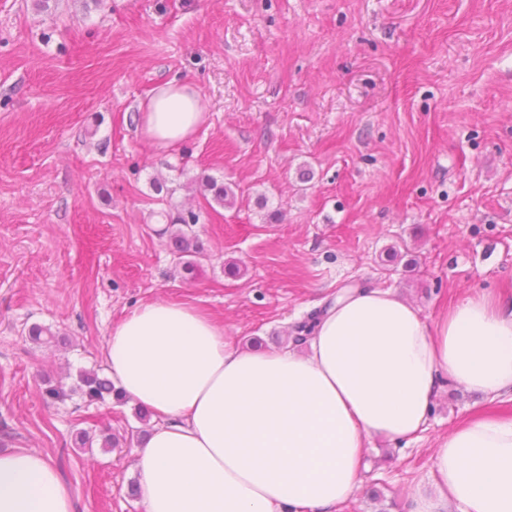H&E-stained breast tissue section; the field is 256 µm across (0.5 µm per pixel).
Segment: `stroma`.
<instances>
[{
	"instance_id": "stroma-1",
	"label": "stroma",
	"mask_w": 512,
	"mask_h": 512,
	"mask_svg": "<svg viewBox=\"0 0 512 512\" xmlns=\"http://www.w3.org/2000/svg\"><path fill=\"white\" fill-rule=\"evenodd\" d=\"M170 80L207 118L160 149L133 116ZM188 212L191 275L168 247ZM341 288L428 319L512 299V0H0V450L45 455L77 512H141L136 404L50 403L44 378L107 374L113 327L150 301L273 349ZM477 414L512 419V398L444 383L417 441L372 439L341 512H409L438 438ZM81 429L121 443L75 447Z\"/></svg>"
}]
</instances>
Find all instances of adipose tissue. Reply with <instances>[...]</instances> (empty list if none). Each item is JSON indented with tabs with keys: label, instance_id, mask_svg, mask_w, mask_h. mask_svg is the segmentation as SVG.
I'll return each instance as SVG.
<instances>
[{
	"label": "adipose tissue",
	"instance_id": "obj_1",
	"mask_svg": "<svg viewBox=\"0 0 512 512\" xmlns=\"http://www.w3.org/2000/svg\"><path fill=\"white\" fill-rule=\"evenodd\" d=\"M156 146L205 120L195 89L168 82L134 116ZM114 378L153 413L139 452L143 512H338L361 489L369 438L426 428L442 379L512 394V304L467 296L433 320L404 296L352 290L326 300L304 348L241 349L187 303L140 305L104 352ZM410 512H512V421L469 420L441 438ZM0 512H75L37 451L0 452Z\"/></svg>",
	"mask_w": 512,
	"mask_h": 512
}]
</instances>
